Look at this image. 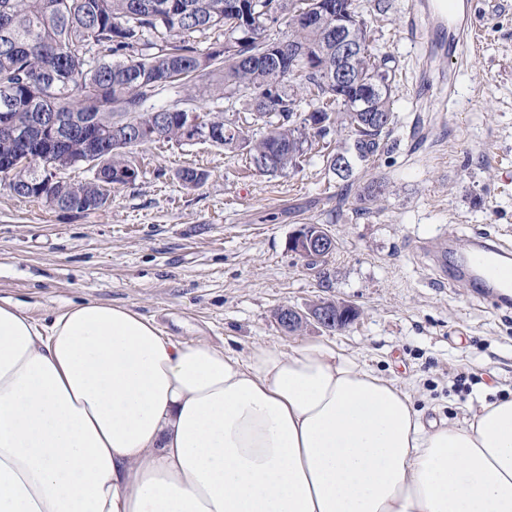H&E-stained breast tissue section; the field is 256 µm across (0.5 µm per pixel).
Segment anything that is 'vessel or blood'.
Segmentation results:
<instances>
[{
	"mask_svg": "<svg viewBox=\"0 0 512 512\" xmlns=\"http://www.w3.org/2000/svg\"><path fill=\"white\" fill-rule=\"evenodd\" d=\"M475 18L476 11L469 4L454 12L448 0H407L404 20L407 36L414 45L424 47L426 51L416 90L425 111H447L455 90L448 87L446 75L436 73L435 63L464 56ZM507 250L504 243L493 245L478 240L476 247L464 255L460 266L471 276L485 279L489 287L512 289V268L500 260Z\"/></svg>",
	"mask_w": 512,
	"mask_h": 512,
	"instance_id": "vessel-or-blood-1",
	"label": "vessel or blood"
}]
</instances>
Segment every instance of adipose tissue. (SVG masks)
<instances>
[{
    "mask_svg": "<svg viewBox=\"0 0 512 512\" xmlns=\"http://www.w3.org/2000/svg\"><path fill=\"white\" fill-rule=\"evenodd\" d=\"M0 512H512V399L438 421L331 342L239 356L3 299Z\"/></svg>",
    "mask_w": 512,
    "mask_h": 512,
    "instance_id": "obj_1",
    "label": "adipose tissue"
}]
</instances>
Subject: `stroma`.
<instances>
[{"label": "stroma", "instance_id": "obj_1", "mask_svg": "<svg viewBox=\"0 0 512 512\" xmlns=\"http://www.w3.org/2000/svg\"><path fill=\"white\" fill-rule=\"evenodd\" d=\"M481 21L456 76L454 112L414 109L415 48L402 26L406 0H353L370 46L396 70L395 122L381 152L357 164L350 181L328 173L338 138L315 140L285 175H262L247 151L209 143L137 148V180L89 213L46 208L0 186V299L37 320L86 299L127 306L165 335L238 353L257 344L281 349L328 340L376 372L409 385L428 417L462 419L468 407L512 399V306L496 304L461 280L441 278L421 244L468 251L475 237L512 233V0H476ZM221 112L261 137L245 95L177 100ZM206 170L189 188L179 170ZM377 185L376 201L355 215ZM321 224L335 240L322 268L288 249L300 225ZM320 301L353 305L357 318L329 332L294 333L278 307ZM465 373L469 392L453 378Z\"/></svg>", "mask_w": 512, "mask_h": 512}]
</instances>
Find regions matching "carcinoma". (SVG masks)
I'll return each mask as SVG.
<instances>
[{
    "label": "carcinoma",
    "instance_id": "cac0c4a2",
    "mask_svg": "<svg viewBox=\"0 0 512 512\" xmlns=\"http://www.w3.org/2000/svg\"><path fill=\"white\" fill-rule=\"evenodd\" d=\"M318 0H0V87L13 103L0 107V184L52 210L87 213L105 208L112 191L131 184L132 151L147 143H188V110L157 107L164 91L207 98L217 91L230 99L251 96L256 119L268 126L259 140L223 114L202 121L213 131L209 142L246 148L250 157L271 155L268 175L296 167L309 150V137L325 138L343 124L352 139L328 171L346 181L355 163L381 148V135L394 121L392 94L376 92L343 98L336 88V50L324 31L301 23ZM288 34L269 39L273 25ZM284 42L293 51L281 63L265 52ZM207 47L202 48L200 44ZM389 57L376 59L364 42L355 69L370 79H391ZM297 81L289 91L290 80ZM58 108L75 121L40 140L24 137L39 112ZM385 117L368 123L366 116ZM231 131L225 137V131ZM82 167L88 181L62 172ZM203 170L185 168L178 178L197 187Z\"/></svg>",
    "mask_w": 512,
    "mask_h": 512
}]
</instances>
